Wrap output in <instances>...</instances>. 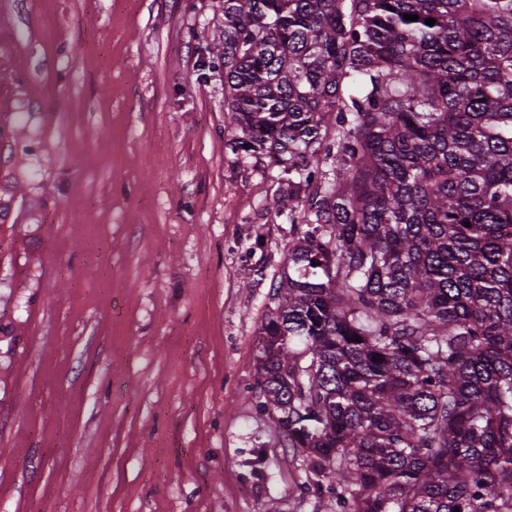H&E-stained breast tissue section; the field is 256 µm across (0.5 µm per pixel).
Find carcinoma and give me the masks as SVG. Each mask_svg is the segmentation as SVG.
Masks as SVG:
<instances>
[{
	"instance_id": "carcinoma-1",
	"label": "carcinoma",
	"mask_w": 512,
	"mask_h": 512,
	"mask_svg": "<svg viewBox=\"0 0 512 512\" xmlns=\"http://www.w3.org/2000/svg\"><path fill=\"white\" fill-rule=\"evenodd\" d=\"M212 7L229 147L306 226L258 338L288 446L344 512H512V0Z\"/></svg>"
}]
</instances>
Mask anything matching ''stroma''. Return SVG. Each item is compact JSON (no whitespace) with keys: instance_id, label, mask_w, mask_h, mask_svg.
<instances>
[{"instance_id":"stroma-1","label":"stroma","mask_w":512,"mask_h":512,"mask_svg":"<svg viewBox=\"0 0 512 512\" xmlns=\"http://www.w3.org/2000/svg\"><path fill=\"white\" fill-rule=\"evenodd\" d=\"M0 512H336L256 373L297 228L210 0H0Z\"/></svg>"}]
</instances>
